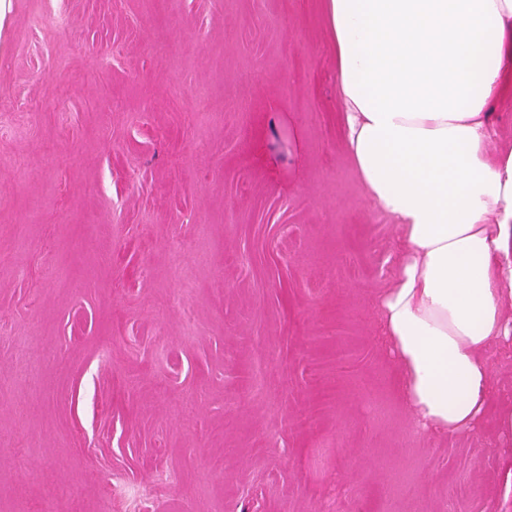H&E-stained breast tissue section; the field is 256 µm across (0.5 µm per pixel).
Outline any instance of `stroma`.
Returning <instances> with one entry per match:
<instances>
[{
  "label": "stroma",
  "instance_id": "1",
  "mask_svg": "<svg viewBox=\"0 0 512 512\" xmlns=\"http://www.w3.org/2000/svg\"><path fill=\"white\" fill-rule=\"evenodd\" d=\"M400 261L321 0H11L0 512H512V436L393 396Z\"/></svg>",
  "mask_w": 512,
  "mask_h": 512
}]
</instances>
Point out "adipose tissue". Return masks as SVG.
<instances>
[{
  "instance_id": "obj_1",
  "label": "adipose tissue",
  "mask_w": 512,
  "mask_h": 512,
  "mask_svg": "<svg viewBox=\"0 0 512 512\" xmlns=\"http://www.w3.org/2000/svg\"><path fill=\"white\" fill-rule=\"evenodd\" d=\"M343 145L405 247L377 302L414 427L512 432L490 372L512 342V148L485 150L486 108L512 97V0H324Z\"/></svg>"
}]
</instances>
